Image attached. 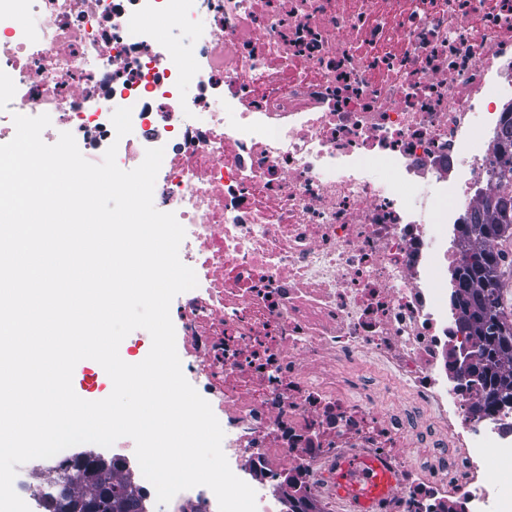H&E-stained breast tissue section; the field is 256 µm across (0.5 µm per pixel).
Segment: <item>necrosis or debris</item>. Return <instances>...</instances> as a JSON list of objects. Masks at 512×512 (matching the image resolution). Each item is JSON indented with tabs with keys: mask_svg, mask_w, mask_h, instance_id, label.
<instances>
[{
	"mask_svg": "<svg viewBox=\"0 0 512 512\" xmlns=\"http://www.w3.org/2000/svg\"><path fill=\"white\" fill-rule=\"evenodd\" d=\"M0 85V127L48 114L124 170L163 148L186 378L225 456L325 512L345 458L398 475L381 512H512L487 479L512 409L440 286L497 191L512 0H0Z\"/></svg>",
	"mask_w": 512,
	"mask_h": 512,
	"instance_id": "1",
	"label": "necrosis or debris"
}]
</instances>
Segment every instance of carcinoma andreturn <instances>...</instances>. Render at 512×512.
I'll return each instance as SVG.
<instances>
[{"label": "carcinoma", "mask_w": 512, "mask_h": 512, "mask_svg": "<svg viewBox=\"0 0 512 512\" xmlns=\"http://www.w3.org/2000/svg\"><path fill=\"white\" fill-rule=\"evenodd\" d=\"M491 176L499 188L497 196L469 212L462 225L463 241L474 244L462 266L454 273L452 295L459 311L460 327L473 340L475 354L469 374L476 378L488 402L512 407V316L501 304L503 263L490 241L512 237V112L504 124L496 165ZM96 502L99 512H145L147 503L130 476L114 469H77L66 478L62 493L48 499L47 512H77Z\"/></svg>", "instance_id": "cac0c4a2"}]
</instances>
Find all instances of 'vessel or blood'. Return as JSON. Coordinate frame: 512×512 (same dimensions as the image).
Wrapping results in <instances>:
<instances>
[{"instance_id": "b4317fda", "label": "vessel or blood", "mask_w": 512, "mask_h": 512, "mask_svg": "<svg viewBox=\"0 0 512 512\" xmlns=\"http://www.w3.org/2000/svg\"><path fill=\"white\" fill-rule=\"evenodd\" d=\"M332 481L337 497L350 504L352 512H379L399 478L379 459L347 458L338 462Z\"/></svg>"}]
</instances>
